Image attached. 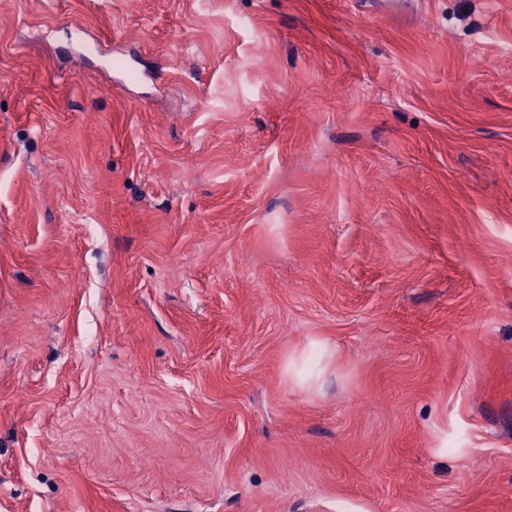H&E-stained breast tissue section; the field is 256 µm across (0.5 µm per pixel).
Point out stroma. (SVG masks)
<instances>
[{
  "label": "stroma",
  "mask_w": 512,
  "mask_h": 512,
  "mask_svg": "<svg viewBox=\"0 0 512 512\" xmlns=\"http://www.w3.org/2000/svg\"><path fill=\"white\" fill-rule=\"evenodd\" d=\"M0 512H512V0H0Z\"/></svg>",
  "instance_id": "1"
}]
</instances>
